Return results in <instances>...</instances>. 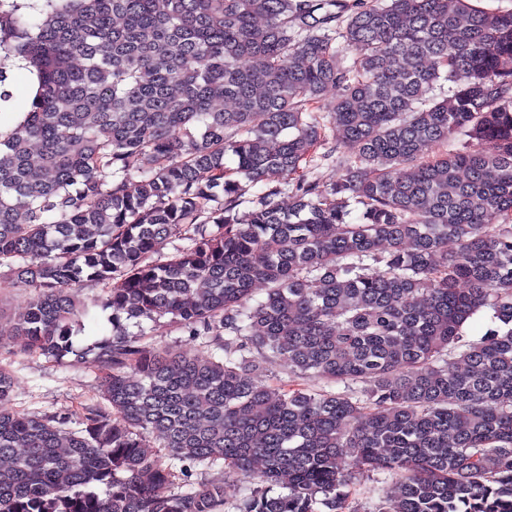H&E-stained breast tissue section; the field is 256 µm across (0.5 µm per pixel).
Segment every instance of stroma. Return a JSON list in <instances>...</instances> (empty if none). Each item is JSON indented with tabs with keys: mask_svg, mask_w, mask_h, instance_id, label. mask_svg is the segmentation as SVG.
<instances>
[{
	"mask_svg": "<svg viewBox=\"0 0 512 512\" xmlns=\"http://www.w3.org/2000/svg\"><path fill=\"white\" fill-rule=\"evenodd\" d=\"M8 270L0 268V336L8 343L0 348V364L15 376L16 383L7 407L20 413L39 416H57L66 420L68 427H76L84 407L101 404L99 373L78 361L77 350L92 341L111 335L112 325L107 315L97 306L104 290L91 283L79 288L78 295L83 314L73 337L76 351L58 364L46 357L29 352L23 343L13 340L12 313L26 305L34 296L31 288L12 287L7 283ZM130 334L141 337L143 343L157 348H174L190 355H208L211 352L203 340L189 336L167 319L127 322Z\"/></svg>",
	"mask_w": 512,
	"mask_h": 512,
	"instance_id": "1",
	"label": "stroma"
}]
</instances>
